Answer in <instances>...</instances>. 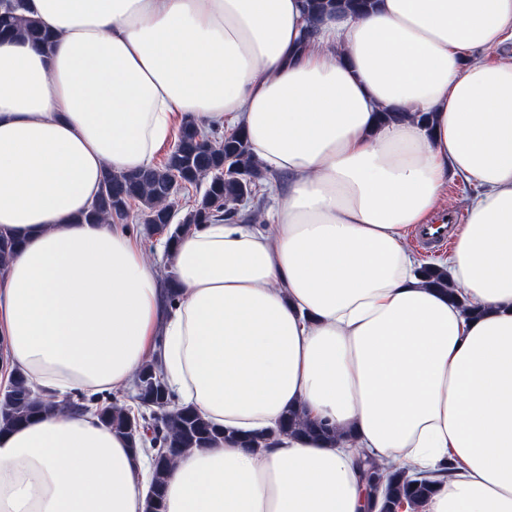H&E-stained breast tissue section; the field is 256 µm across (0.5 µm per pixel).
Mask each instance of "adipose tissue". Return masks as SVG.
Returning <instances> with one entry per match:
<instances>
[{"mask_svg": "<svg viewBox=\"0 0 512 512\" xmlns=\"http://www.w3.org/2000/svg\"><path fill=\"white\" fill-rule=\"evenodd\" d=\"M27 4L54 44L0 40L10 365L43 393L117 390L163 336L167 386L221 429L177 454L164 512H370L361 448L462 460L422 512H512V0H379L303 50L304 0ZM181 116L232 118L288 185L268 223L180 237L168 309L127 232L75 218ZM452 176L477 188L441 262L457 305L407 239ZM291 408L343 440L241 446ZM151 464L94 412L43 415L0 433V512H143Z\"/></svg>", "mask_w": 512, "mask_h": 512, "instance_id": "ef3b65f1", "label": "adipose tissue"}]
</instances>
